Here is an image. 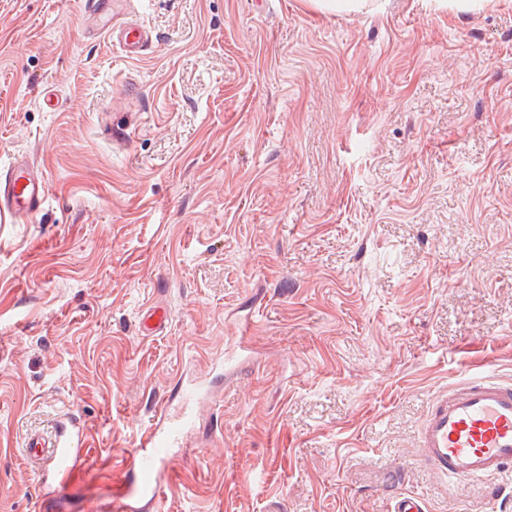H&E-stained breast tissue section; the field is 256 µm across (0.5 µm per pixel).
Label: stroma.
Segmentation results:
<instances>
[{
  "instance_id": "35a3bbf8",
  "label": "stroma",
  "mask_w": 512,
  "mask_h": 512,
  "mask_svg": "<svg viewBox=\"0 0 512 512\" xmlns=\"http://www.w3.org/2000/svg\"><path fill=\"white\" fill-rule=\"evenodd\" d=\"M84 2L0 0V169L48 184L0 218V512H47L24 443L67 416L89 512L183 374L223 393L152 512H512L417 446L512 381V0H133L136 60ZM46 192V181L32 160L27 155L15 157L0 172V215L26 222L39 210Z\"/></svg>"
}]
</instances>
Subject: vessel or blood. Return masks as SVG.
Segmentation results:
<instances>
[{
  "instance_id": "b4317fda",
  "label": "vessel or blood",
  "mask_w": 512,
  "mask_h": 512,
  "mask_svg": "<svg viewBox=\"0 0 512 512\" xmlns=\"http://www.w3.org/2000/svg\"><path fill=\"white\" fill-rule=\"evenodd\" d=\"M88 11L104 16L110 37L135 55L152 33L139 22L125 19L126 0H85ZM46 181L32 160L15 157L0 172V215L28 221L40 208ZM202 394L199 383L179 384L141 435L126 462L120 489L94 512H149L163 483L172 450L195 425L193 406ZM86 433L71 420H61L55 435H33L27 453L42 461L48 473L66 485L81 459ZM417 444L430 468L455 480L476 481L512 467V382L492 374L471 376L449 386L432 401L418 429Z\"/></svg>"
}]
</instances>
